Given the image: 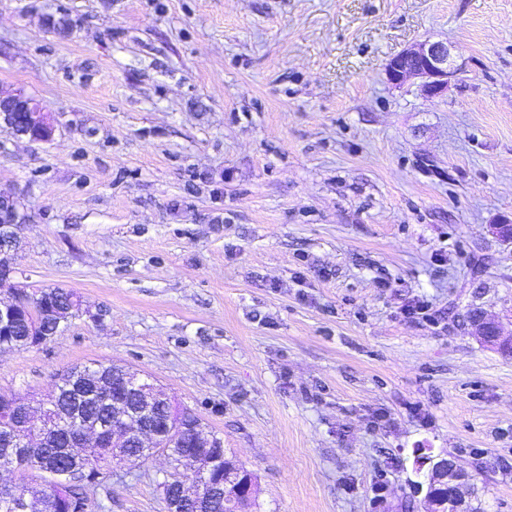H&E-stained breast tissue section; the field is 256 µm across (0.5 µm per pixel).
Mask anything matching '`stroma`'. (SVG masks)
I'll list each match as a JSON object with an SVG mask.
<instances>
[{
  "mask_svg": "<svg viewBox=\"0 0 512 512\" xmlns=\"http://www.w3.org/2000/svg\"><path fill=\"white\" fill-rule=\"evenodd\" d=\"M447 42L448 90L388 62ZM0 193L28 291L85 313L0 352V393L90 362L149 377L252 471L259 512H424L420 450L512 512V0H0ZM430 305L425 318L409 305ZM104 311L103 320L92 315ZM157 456L105 512H166ZM44 107L24 92L0 98V122L15 135L32 142L49 140L53 127L48 122ZM470 334L484 346L512 357V332L506 333L500 321L479 309L469 314Z\"/></svg>",
  "mask_w": 512,
  "mask_h": 512,
  "instance_id": "35a3bbf8",
  "label": "stroma"
}]
</instances>
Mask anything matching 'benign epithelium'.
I'll use <instances>...</instances> for the list:
<instances>
[{
  "label": "benign epithelium",
  "mask_w": 512,
  "mask_h": 512,
  "mask_svg": "<svg viewBox=\"0 0 512 512\" xmlns=\"http://www.w3.org/2000/svg\"><path fill=\"white\" fill-rule=\"evenodd\" d=\"M388 80L400 85L411 78L421 80V90L429 98L437 97L448 90L454 71L449 63L448 44L443 41L416 43L393 57L386 67ZM0 122L15 135L32 142L50 139L53 127L48 122L44 107L24 92L0 98ZM10 205L11 218L0 219V286L11 285L15 268L11 252L18 243V234L25 215L20 211V200L14 196H2ZM14 302L0 305V328H8L19 319V311L27 309L25 323L30 336H50L57 329L44 324L46 314L37 295L22 289L14 290ZM470 334L484 346L512 357V332L504 331L500 321L487 312L475 309L469 314ZM130 387L137 394L139 406L119 408L112 414V421L84 423L78 419L62 417L58 427L68 428L67 450L77 459H83V449L94 444L112 449L116 458L122 459L120 466L127 469L161 454L159 448L166 443L192 439L195 449L180 458L178 467H194V481L188 486L179 482V503L185 510L199 507L202 500L212 494L211 475L216 459L205 452L207 448H221L224 442L204 429L197 422L191 426L171 401L160 394V388L135 372H130ZM0 415L13 426L11 447L24 455L35 447L34 441L46 439L48 423L45 414L33 408L23 397L0 394ZM429 467L424 475L425 512H471L463 488L472 480V475L457 468L446 458L428 459ZM91 466H77L70 474V483L78 486L77 507L82 512H102L100 501L95 496L82 497V493L99 481L112 482L111 469L105 468L89 476ZM256 479L241 464L224 459V504L236 505L235 512H249L250 504L257 496ZM0 509L3 512H42L39 496L28 492L15 494L9 486L0 487Z\"/></svg>",
  "instance_id": "benign-epithelium-1"
}]
</instances>
